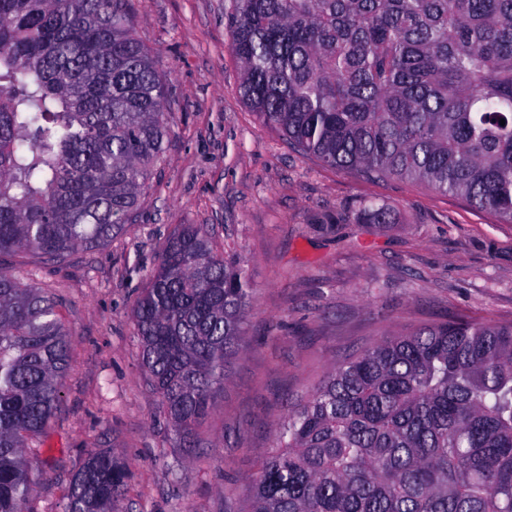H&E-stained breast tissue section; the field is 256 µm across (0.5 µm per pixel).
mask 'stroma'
Here are the masks:
<instances>
[{
    "instance_id": "stroma-1",
    "label": "stroma",
    "mask_w": 512,
    "mask_h": 512,
    "mask_svg": "<svg viewBox=\"0 0 512 512\" xmlns=\"http://www.w3.org/2000/svg\"><path fill=\"white\" fill-rule=\"evenodd\" d=\"M137 31L169 78L171 130L125 230L62 264L15 273L49 289L73 338L62 402L27 512H62L91 451L129 466L120 512H241L261 451L335 362L385 333L464 316L512 323V224L398 178L334 170L294 150L239 94L231 0H136ZM390 209L387 224L363 208ZM237 252L256 290L248 347L183 458L141 370L133 308L181 225Z\"/></svg>"
}]
</instances>
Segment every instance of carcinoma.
Returning <instances> with one entry per match:
<instances>
[{"label": "carcinoma", "mask_w": 512, "mask_h": 512, "mask_svg": "<svg viewBox=\"0 0 512 512\" xmlns=\"http://www.w3.org/2000/svg\"><path fill=\"white\" fill-rule=\"evenodd\" d=\"M230 28L241 97L297 151L512 224V0H233ZM167 92L135 0H0V259L111 242L162 159ZM253 308L239 257L182 225L134 308L177 446L195 447ZM70 347L55 298L0 264V512H24ZM127 477L90 453L63 512H118ZM246 491L243 512H512V325L386 333L332 365Z\"/></svg>", "instance_id": "obj_1"}]
</instances>
